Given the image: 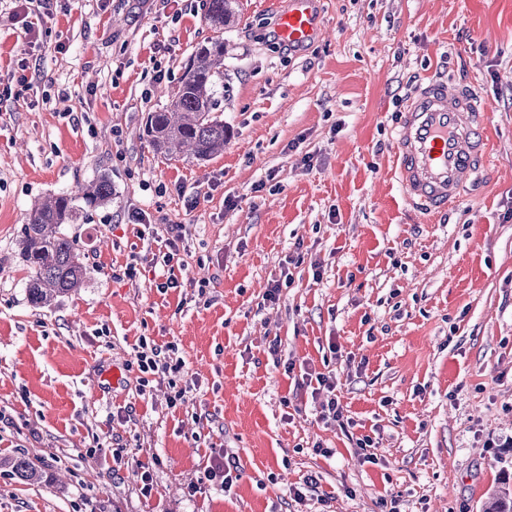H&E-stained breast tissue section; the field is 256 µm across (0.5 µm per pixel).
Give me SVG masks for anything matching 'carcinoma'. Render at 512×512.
<instances>
[{
    "instance_id": "carcinoma-1",
    "label": "carcinoma",
    "mask_w": 512,
    "mask_h": 512,
    "mask_svg": "<svg viewBox=\"0 0 512 512\" xmlns=\"http://www.w3.org/2000/svg\"><path fill=\"white\" fill-rule=\"evenodd\" d=\"M235 16L234 0H206L205 19L216 29ZM224 38L200 44L166 107L148 113L144 134L154 150L171 157L203 161L224 151L228 130L217 115L218 88L224 85ZM112 200V180L106 173L78 188L75 194L47 196L37 202L23 225V262L31 273L27 294L31 304L44 306L75 290L86 274L79 249L62 231L84 211ZM23 480H35L38 470L24 456L6 462ZM486 512H512V491L493 495Z\"/></svg>"
}]
</instances>
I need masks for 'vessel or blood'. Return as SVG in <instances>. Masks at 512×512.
I'll list each match as a JSON object with an SVG mask.
<instances>
[{"mask_svg":"<svg viewBox=\"0 0 512 512\" xmlns=\"http://www.w3.org/2000/svg\"><path fill=\"white\" fill-rule=\"evenodd\" d=\"M316 0H289L278 15V37L303 46L317 34ZM483 102L464 92H448L437 80L419 86L400 114L394 140L398 180L410 203L440 212L457 205L475 173L491 162L480 131Z\"/></svg>","mask_w":512,"mask_h":512,"instance_id":"b4317fda","label":"vessel or blood"}]
</instances>
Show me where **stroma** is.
Listing matches in <instances>:
<instances>
[{
  "label": "stroma",
  "mask_w": 512,
  "mask_h": 512,
  "mask_svg": "<svg viewBox=\"0 0 512 512\" xmlns=\"http://www.w3.org/2000/svg\"><path fill=\"white\" fill-rule=\"evenodd\" d=\"M267 2L238 0L224 29L230 136L197 162L143 129L215 35L204 0H0V457L42 472L0 469V512H483L512 484V0H320L303 47L273 40ZM432 78L488 103L492 163L427 217L393 138ZM104 172L111 202L62 227L81 287L33 306L32 202ZM170 224L171 271L151 262ZM143 336L177 345L183 404L162 379L141 386ZM287 360L332 372L350 426L320 420ZM363 436L377 463L356 454ZM224 452L231 490L191 493Z\"/></svg>",
  "instance_id": "stroma-1"
}]
</instances>
